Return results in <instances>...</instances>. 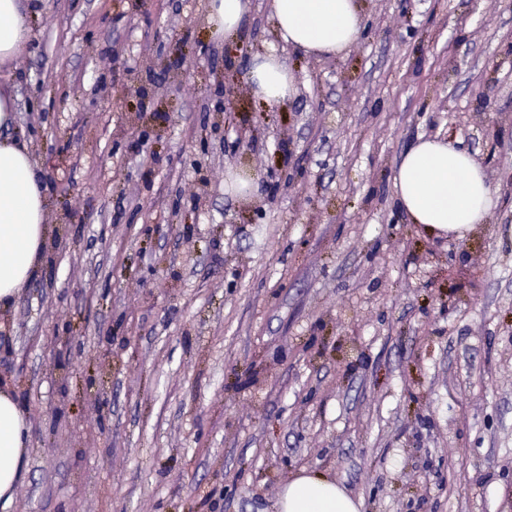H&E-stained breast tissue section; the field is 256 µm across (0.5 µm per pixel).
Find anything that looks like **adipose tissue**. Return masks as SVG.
Segmentation results:
<instances>
[{
    "label": "adipose tissue",
    "instance_id": "adipose-tissue-1",
    "mask_svg": "<svg viewBox=\"0 0 512 512\" xmlns=\"http://www.w3.org/2000/svg\"><path fill=\"white\" fill-rule=\"evenodd\" d=\"M26 0H0V64L20 51L27 34ZM245 0H210L214 35L241 30ZM276 32L315 58L345 52L360 37L358 0H271ZM249 80L265 103L294 92L287 66L272 52L253 56ZM397 202L412 223L466 236L484 223L498 197L484 169L467 152L437 138H419L395 176ZM46 197L29 148L0 139V310L11 307L37 270L46 246ZM30 426L11 391L0 388V512L12 502L25 470ZM361 504L325 475L302 473L282 490L277 512H360Z\"/></svg>",
    "mask_w": 512,
    "mask_h": 512
}]
</instances>
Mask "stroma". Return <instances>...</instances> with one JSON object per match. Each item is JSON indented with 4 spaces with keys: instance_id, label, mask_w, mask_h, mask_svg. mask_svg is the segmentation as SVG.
I'll return each mask as SVG.
<instances>
[{
    "instance_id": "obj_1",
    "label": "stroma",
    "mask_w": 512,
    "mask_h": 512,
    "mask_svg": "<svg viewBox=\"0 0 512 512\" xmlns=\"http://www.w3.org/2000/svg\"><path fill=\"white\" fill-rule=\"evenodd\" d=\"M28 2L0 138L50 236L0 312L31 434L10 512H277L303 470L361 512H512V0H360L321 59L268 0L227 39L208 0ZM271 47L274 108L248 82ZM422 137L497 192L466 237L395 203ZM249 80L254 93L269 105H279L294 93L293 77L274 52L254 54Z\"/></svg>"
}]
</instances>
